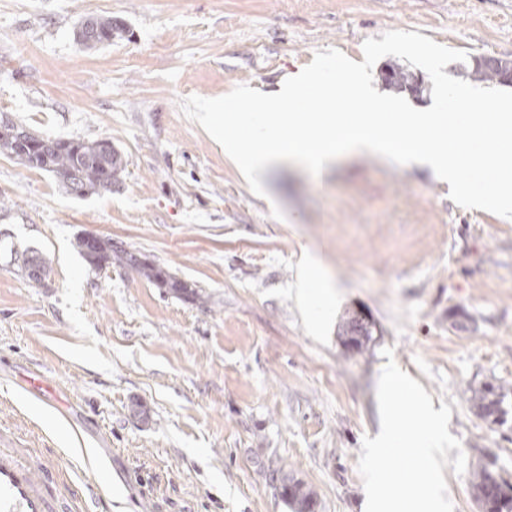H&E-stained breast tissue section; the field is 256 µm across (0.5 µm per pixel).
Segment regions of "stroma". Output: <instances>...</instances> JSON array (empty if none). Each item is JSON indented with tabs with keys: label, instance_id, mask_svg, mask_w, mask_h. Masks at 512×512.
Masks as SVG:
<instances>
[{
	"label": "stroma",
	"instance_id": "obj_1",
	"mask_svg": "<svg viewBox=\"0 0 512 512\" xmlns=\"http://www.w3.org/2000/svg\"><path fill=\"white\" fill-rule=\"evenodd\" d=\"M88 15L129 33L84 48ZM390 30L512 60V0H0V111L50 138H111L126 162L111 191L78 198L0 155V448L55 469L86 512H289L270 458L311 486L315 512H360L390 348L451 408L462 449L448 456L467 459L463 475L443 469L454 512H479L478 468L512 482V221L371 155L316 177L278 166L257 196L180 109L276 90L320 50L361 59ZM88 234L203 302L92 269L76 247ZM23 250L45 260L42 285L22 275ZM306 250L339 291L320 337L288 294ZM358 308L373 323L360 353L338 336ZM486 382L505 393L497 423L469 400Z\"/></svg>",
	"mask_w": 512,
	"mask_h": 512
}]
</instances>
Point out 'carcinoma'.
<instances>
[{
    "label": "carcinoma",
    "mask_w": 512,
    "mask_h": 512,
    "mask_svg": "<svg viewBox=\"0 0 512 512\" xmlns=\"http://www.w3.org/2000/svg\"><path fill=\"white\" fill-rule=\"evenodd\" d=\"M93 25L91 37H82L79 42L87 47L110 45L114 40H120L128 33L125 24L115 18L104 15L88 17ZM512 72V61L502 60V66L492 70L480 65L470 67V76L477 80H498L502 72ZM385 85L396 92H409L416 96L423 93L425 78L401 64H390L382 71ZM25 126L8 120L0 121V155H5L16 163L29 168L45 171L51 174L70 193L78 197L100 194L112 190L125 171V161L122 154L113 149L107 155H101L97 150L98 141L84 139L49 140V145L38 159H33L27 143L20 141L19 134ZM77 247L85 261L94 269L110 268L112 265L132 267L137 269L147 279L167 288L174 295L195 302L203 298L200 290L192 285L165 274L154 264L139 258L138 254L125 248L112 247V239H101L93 245L81 236ZM22 275L34 284H41L47 277V267L39 256L29 251L21 264ZM355 314H349L342 325L340 336L343 345L357 352L362 351L372 341V335H354ZM504 394L492 384L473 391L471 401L478 412L486 418L498 421L503 414L501 404ZM265 479L275 494L293 512H314L316 493L305 482L298 480L292 484L287 482L288 474L273 460L264 467ZM493 473L486 468L475 471L472 475L471 486L473 495L481 509L487 512H512V497L505 499H486V487Z\"/></svg>",
    "instance_id": "carcinoma-1"
}]
</instances>
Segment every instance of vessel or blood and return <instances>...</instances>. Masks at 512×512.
Returning a JSON list of instances; mask_svg holds the SVG:
<instances>
[{
	"instance_id": "obj_1",
	"label": "vessel or blood",
	"mask_w": 512,
	"mask_h": 512,
	"mask_svg": "<svg viewBox=\"0 0 512 512\" xmlns=\"http://www.w3.org/2000/svg\"><path fill=\"white\" fill-rule=\"evenodd\" d=\"M64 498L41 464L0 450V512H72Z\"/></svg>"
}]
</instances>
